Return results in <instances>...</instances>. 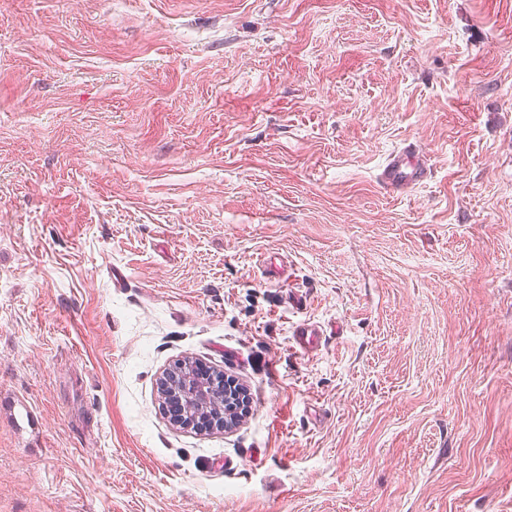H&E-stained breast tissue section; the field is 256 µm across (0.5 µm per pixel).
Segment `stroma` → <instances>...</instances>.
<instances>
[{
  "mask_svg": "<svg viewBox=\"0 0 512 512\" xmlns=\"http://www.w3.org/2000/svg\"><path fill=\"white\" fill-rule=\"evenodd\" d=\"M0 394V512H512V0H0ZM414 152L408 145L392 155L380 175L384 188L399 192L402 188L426 178L427 170ZM322 336H325L322 327L310 320L297 323L292 330L293 343L304 354L315 352L322 344ZM223 377L201 370L193 360L179 362L160 380L164 402L172 409L173 423L196 428L227 429L238 423L239 393L231 396ZM0 403L2 411H6L14 416L17 414L16 418H18L23 424L31 427L35 422H38L37 411L27 400L14 397L5 404L2 402Z\"/></svg>",
  "mask_w": 512,
  "mask_h": 512,
  "instance_id": "35a3bbf8",
  "label": "stroma"
}]
</instances>
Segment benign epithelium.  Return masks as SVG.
<instances>
[{"label":"benign epithelium","mask_w":512,"mask_h":512,"mask_svg":"<svg viewBox=\"0 0 512 512\" xmlns=\"http://www.w3.org/2000/svg\"><path fill=\"white\" fill-rule=\"evenodd\" d=\"M222 380V375L205 372L190 359L169 369L160 380V390L172 409L173 423L204 429L235 426L239 395L223 388Z\"/></svg>","instance_id":"obj_1"}]
</instances>
